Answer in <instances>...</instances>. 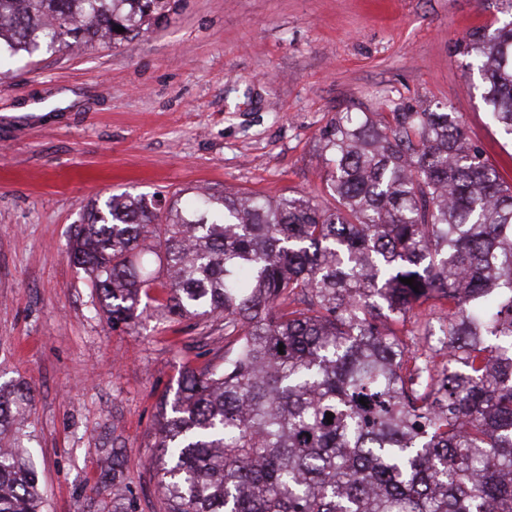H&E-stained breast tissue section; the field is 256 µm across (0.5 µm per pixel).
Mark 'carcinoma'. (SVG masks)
<instances>
[{
    "label": "carcinoma",
    "instance_id": "cac0c4a2",
    "mask_svg": "<svg viewBox=\"0 0 512 512\" xmlns=\"http://www.w3.org/2000/svg\"><path fill=\"white\" fill-rule=\"evenodd\" d=\"M502 5L508 20L459 53L512 140V0ZM172 10L0 0V47L34 55L101 31L132 42ZM322 139L333 208L124 192L75 226L70 262L112 328L153 303L224 329L222 361L185 368L159 401L164 512H512V186L448 110L348 114ZM434 315L448 337L440 363L405 340L432 335ZM25 405L0 388V435ZM122 467L112 450L115 501ZM40 504L30 447L0 450V512Z\"/></svg>",
    "mask_w": 512,
    "mask_h": 512
}]
</instances>
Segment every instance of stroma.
<instances>
[{
  "mask_svg": "<svg viewBox=\"0 0 512 512\" xmlns=\"http://www.w3.org/2000/svg\"><path fill=\"white\" fill-rule=\"evenodd\" d=\"M498 0H178L132 42L6 62L0 77V383L29 390L43 512H112L105 459L125 452L130 512H164L157 402L184 365L224 353L216 323L95 314L67 257L111 194L318 195L321 134L349 112L450 107L512 185V142L468 89L457 44Z\"/></svg>",
  "mask_w": 512,
  "mask_h": 512,
  "instance_id": "obj_1",
  "label": "stroma"
}]
</instances>
